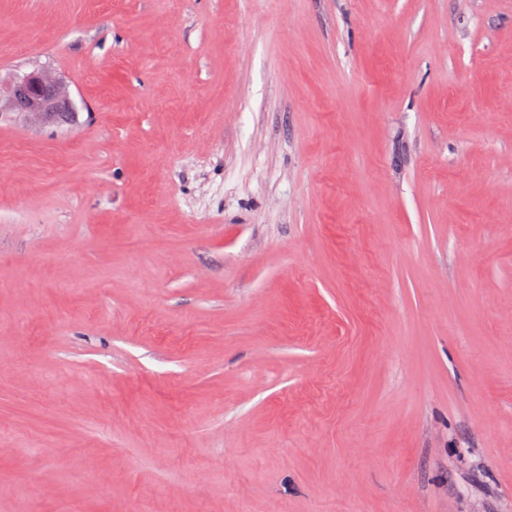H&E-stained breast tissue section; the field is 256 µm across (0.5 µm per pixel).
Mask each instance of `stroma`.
<instances>
[{"instance_id":"stroma-1","label":"stroma","mask_w":512,"mask_h":512,"mask_svg":"<svg viewBox=\"0 0 512 512\" xmlns=\"http://www.w3.org/2000/svg\"><path fill=\"white\" fill-rule=\"evenodd\" d=\"M0 512H512V0H0ZM9 106L15 112L53 122L72 109V103L59 93L53 81L45 75L33 73L15 80L9 90Z\"/></svg>"}]
</instances>
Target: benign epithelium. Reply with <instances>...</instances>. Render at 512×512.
Segmentation results:
<instances>
[{"mask_svg":"<svg viewBox=\"0 0 512 512\" xmlns=\"http://www.w3.org/2000/svg\"><path fill=\"white\" fill-rule=\"evenodd\" d=\"M9 106L15 112L32 114L48 123L72 109L71 101L61 96L54 82L38 73L25 75L12 83Z\"/></svg>","mask_w":512,"mask_h":512,"instance_id":"1","label":"benign epithelium"}]
</instances>
